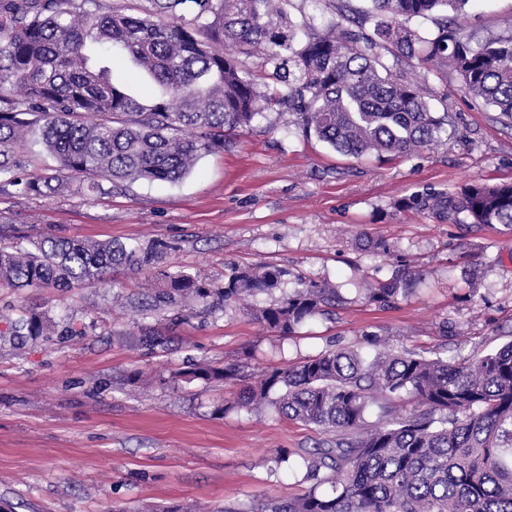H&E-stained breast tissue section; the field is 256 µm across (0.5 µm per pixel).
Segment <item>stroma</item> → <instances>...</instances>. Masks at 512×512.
Here are the masks:
<instances>
[{
    "label": "stroma",
    "mask_w": 512,
    "mask_h": 512,
    "mask_svg": "<svg viewBox=\"0 0 512 512\" xmlns=\"http://www.w3.org/2000/svg\"><path fill=\"white\" fill-rule=\"evenodd\" d=\"M463 22L480 37L505 33L512 0H470ZM428 87L430 98L447 97L456 134L402 161L343 156L286 133L280 117L204 156L176 184L0 195V226L31 241L46 233L160 240L176 246L165 267L206 281L262 262L287 269L289 285L327 280L346 297L333 318L308 319L285 336L251 315L279 303L278 291L226 311L189 316L176 306L147 319L137 303L152 291L133 270L63 292L0 287V332L21 308L64 324L19 347L0 341V502L14 512H140L150 503L222 512L291 497L306 489L302 457L324 433L271 409L216 414L238 385L175 387L174 372L243 360L257 374L343 346L453 360L512 341V226L448 224L395 208L417 191L512 182V119L470 96L456 73ZM401 264L417 277L414 293L389 309L359 293L361 281L388 279ZM144 324L173 336L172 351L134 348ZM133 371L146 377L136 388L126 382ZM281 449L290 458L280 463Z\"/></svg>",
    "instance_id": "stroma-1"
}]
</instances>
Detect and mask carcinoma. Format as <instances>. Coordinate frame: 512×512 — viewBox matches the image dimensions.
Wrapping results in <instances>:
<instances>
[{
    "label": "carcinoma",
    "mask_w": 512,
    "mask_h": 512,
    "mask_svg": "<svg viewBox=\"0 0 512 512\" xmlns=\"http://www.w3.org/2000/svg\"><path fill=\"white\" fill-rule=\"evenodd\" d=\"M291 0H0V192L50 197L112 184L176 183L231 135L287 110V127L359 159H408L448 144V113L435 112L401 61L431 62L442 82L453 69L468 92L512 118V34L475 40L448 19L469 0H325L332 15L291 16ZM430 20L433 30L412 26ZM120 53L158 86L148 99L114 82ZM30 141L56 162L31 176L20 156ZM401 210L451 224L512 225V184L473 182L458 191H422ZM175 246L46 236L27 248L0 246V286L63 291L103 282L109 269L152 271ZM288 272L234 268L216 284L185 271H159L149 308L179 301L225 309L281 288ZM405 270L366 289L390 308L406 297ZM344 302L327 281L298 287L254 317L283 335ZM55 323L23 313L22 338ZM137 345L152 354L174 337L144 327ZM175 380L240 382L218 408H270L331 439L304 458L310 486L286 500L224 512H512V342L448 361L388 348L368 357L339 348L254 375L242 363H191ZM408 395L416 407L400 409ZM378 410L375 421L369 408Z\"/></svg>",
    "instance_id": "cac0c4a2"
}]
</instances>
